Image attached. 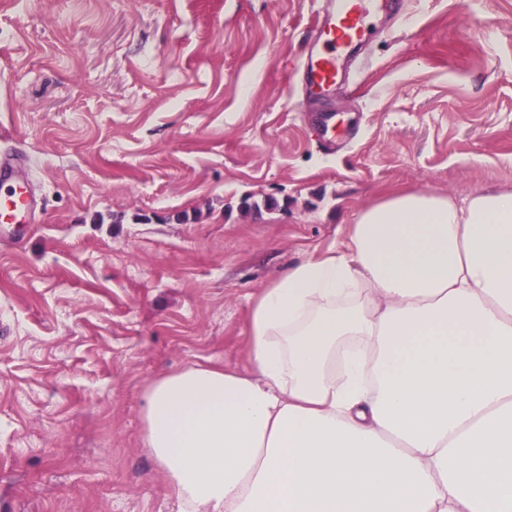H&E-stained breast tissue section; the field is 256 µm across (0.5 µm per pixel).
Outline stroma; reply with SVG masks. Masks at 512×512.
I'll return each instance as SVG.
<instances>
[{
  "label": "stroma",
  "instance_id": "35a3bbf8",
  "mask_svg": "<svg viewBox=\"0 0 512 512\" xmlns=\"http://www.w3.org/2000/svg\"><path fill=\"white\" fill-rule=\"evenodd\" d=\"M398 2L321 99L311 0H0V150L43 200L0 242V512H176L156 377L250 372L256 297L387 192L512 188V0Z\"/></svg>",
  "mask_w": 512,
  "mask_h": 512
}]
</instances>
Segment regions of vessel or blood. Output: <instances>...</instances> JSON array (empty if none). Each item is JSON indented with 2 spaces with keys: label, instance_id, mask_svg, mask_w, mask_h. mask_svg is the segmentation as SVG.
I'll list each match as a JSON object with an SVG mask.
<instances>
[{
  "label": "vessel or blood",
  "instance_id": "obj_1",
  "mask_svg": "<svg viewBox=\"0 0 512 512\" xmlns=\"http://www.w3.org/2000/svg\"><path fill=\"white\" fill-rule=\"evenodd\" d=\"M370 6L371 0H320L301 65L308 95L326 97L346 84V63L361 54L373 35L367 24ZM31 164L29 154L0 151L1 241H19L41 219L42 193Z\"/></svg>",
  "mask_w": 512,
  "mask_h": 512
}]
</instances>
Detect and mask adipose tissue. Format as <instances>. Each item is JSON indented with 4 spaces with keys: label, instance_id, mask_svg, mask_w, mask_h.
Returning a JSON list of instances; mask_svg holds the SVG:
<instances>
[{
    "label": "adipose tissue",
    "instance_id": "adipose-tissue-1",
    "mask_svg": "<svg viewBox=\"0 0 512 512\" xmlns=\"http://www.w3.org/2000/svg\"><path fill=\"white\" fill-rule=\"evenodd\" d=\"M146 395L179 512H512V190L396 192Z\"/></svg>",
    "mask_w": 512,
    "mask_h": 512
}]
</instances>
